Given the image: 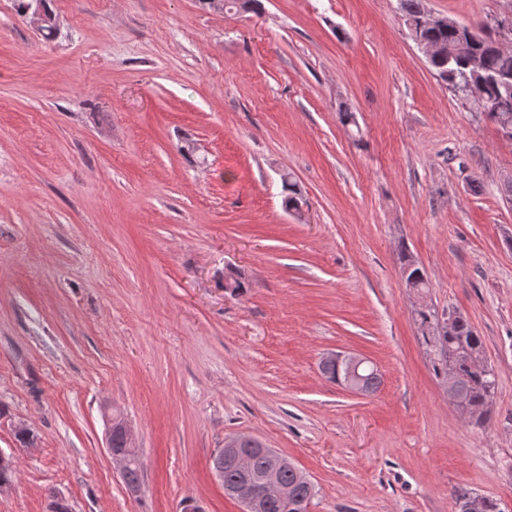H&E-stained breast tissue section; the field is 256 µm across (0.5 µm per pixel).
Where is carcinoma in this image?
Instances as JSON below:
<instances>
[{"label":"carcinoma","mask_w":512,"mask_h":512,"mask_svg":"<svg viewBox=\"0 0 512 512\" xmlns=\"http://www.w3.org/2000/svg\"><path fill=\"white\" fill-rule=\"evenodd\" d=\"M423 9L424 0H399V10L409 32L433 46L443 48V52L429 60V65L450 84L466 77L482 84L483 102L477 108L498 127L507 125L512 128V48L505 50L497 47L496 37L490 32L475 39L446 25L424 27L421 25ZM473 56L481 60L482 69L479 71L469 66ZM400 263L407 274L406 284L419 293L424 292L429 287L428 278L405 247L400 251ZM438 319V312L428 305L415 313L423 344L434 356L435 375L446 374L448 364L455 365V376L448 385V398L463 412H479V416L470 423L480 426L488 418L497 386L492 367L474 368L469 364L483 352L482 337L457 313L448 314L449 329L434 335L431 326ZM217 468L224 470V488L227 490L243 478L228 453L221 458H212V469ZM279 479L290 487L288 498L269 500L264 512H308L314 489L296 481L291 468L281 470ZM452 495L458 512H502L498 500L470 488L457 487Z\"/></svg>","instance_id":"obj_1"}]
</instances>
